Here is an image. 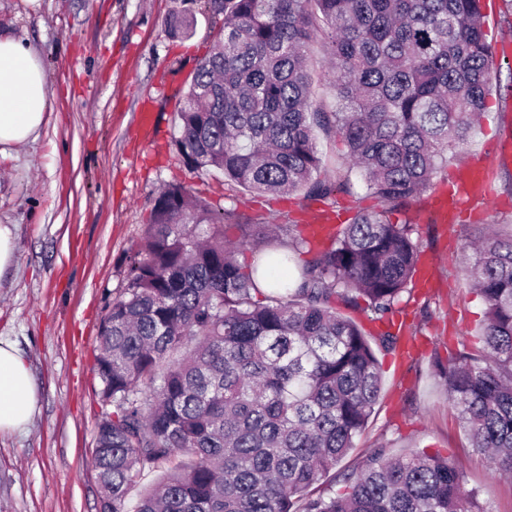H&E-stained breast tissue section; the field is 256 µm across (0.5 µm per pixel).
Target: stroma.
Returning a JSON list of instances; mask_svg holds the SVG:
<instances>
[{
	"label": "stroma",
	"instance_id": "obj_1",
	"mask_svg": "<svg viewBox=\"0 0 512 512\" xmlns=\"http://www.w3.org/2000/svg\"><path fill=\"white\" fill-rule=\"evenodd\" d=\"M186 10L195 15L193 35L170 39L167 20ZM221 25L201 0H0V34L22 39L38 56L50 100L35 138L0 145V225L16 242L13 266L0 273V340L26 356L39 390L26 429L0 433V512H99L92 448L104 407L94 350L125 260L165 183L301 228L327 222L336 231L358 209L377 205L356 174L353 195L331 202L230 191L222 174L184 167L174 145L177 108ZM145 112L155 121L149 142L139 132ZM473 166L488 168V189L448 223L435 222L425 195L391 216L413 223L421 258L435 262L434 283L402 293V339L414 350L401 359L377 351L379 400L336 472L355 469L378 446L394 456L438 454L463 473L487 512H512V479L495 477L471 447L432 363L482 346L486 302L467 266L471 242L488 225L512 230V98L490 96L465 149L448 157L433 188Z\"/></svg>",
	"mask_w": 512,
	"mask_h": 512
}]
</instances>
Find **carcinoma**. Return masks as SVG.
Masks as SVG:
<instances>
[{"mask_svg": "<svg viewBox=\"0 0 512 512\" xmlns=\"http://www.w3.org/2000/svg\"><path fill=\"white\" fill-rule=\"evenodd\" d=\"M203 7L222 28L177 112L184 166L311 201L350 192L356 169L378 207L312 251L287 224L220 212L182 183L161 188L99 332V396L112 406L92 450L101 512H485L447 458L382 446L343 493L319 490L379 399L376 350L398 349L392 316L419 250L412 225L388 214L427 191L488 108L498 66L482 0ZM193 23L174 16L168 33L187 38ZM319 37L332 112L315 102L307 65ZM318 128L343 147L346 172L333 179L318 176ZM473 251L482 347L449 360L448 396L471 447L512 475V233L490 229ZM338 302L384 330L368 338Z\"/></svg>", "mask_w": 512, "mask_h": 512, "instance_id": "cac0c4a2", "label": "carcinoma"}]
</instances>
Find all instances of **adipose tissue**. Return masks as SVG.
<instances>
[{"label":"adipose tissue","instance_id":"ef3b65f1","mask_svg":"<svg viewBox=\"0 0 512 512\" xmlns=\"http://www.w3.org/2000/svg\"><path fill=\"white\" fill-rule=\"evenodd\" d=\"M49 108L45 73L21 39L0 38V144H22ZM38 400L26 359L0 343V431L22 428Z\"/></svg>","mask_w":512,"mask_h":512}]
</instances>
